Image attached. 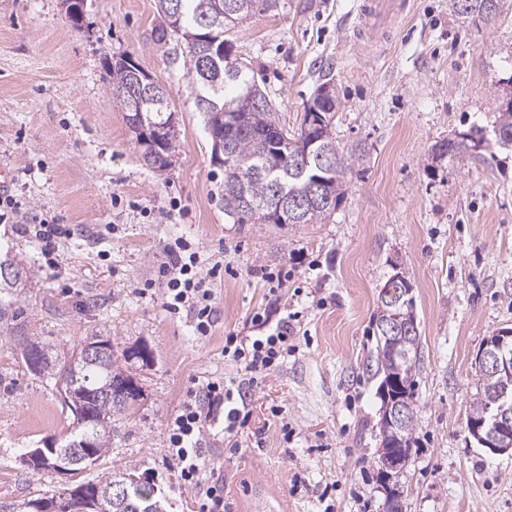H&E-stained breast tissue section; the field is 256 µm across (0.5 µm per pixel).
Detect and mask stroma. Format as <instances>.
I'll use <instances>...</instances> for the list:
<instances>
[{"label":"stroma","mask_w":512,"mask_h":512,"mask_svg":"<svg viewBox=\"0 0 512 512\" xmlns=\"http://www.w3.org/2000/svg\"><path fill=\"white\" fill-rule=\"evenodd\" d=\"M492 27L462 24L449 0H409L378 43L356 40L358 0H279L229 36L269 96L276 120L297 129L323 79L339 91L336 137L362 144L347 194L323 224H239L224 213V168L204 115L182 93L185 71L158 43V0H86L74 26L63 0H0V164L17 180L0 248L29 268L22 332L55 353L106 336L115 353L147 346L128 370L144 390L114 414L109 452L86 472L146 475L167 512H196L168 461V429L188 388L242 374L225 357L228 332L250 318L297 314L296 349L254 391L251 419L206 455L224 479L229 512H247L266 485L282 512H386L377 479L380 376L371 371L384 284L412 285L422 349L416 366L418 442L397 479L402 512H512V455L493 454L466 429L488 336L512 328V155L485 164L437 159L436 143L491 123L512 74V0ZM125 57L171 89L177 132L170 167L147 166L104 80ZM68 225L48 268L23 225ZM183 238L232 269L216 288L211 334L162 307L155 278L163 248ZM287 267L272 293L251 274ZM154 281L141 295L145 281ZM15 332L0 333V504L62 488L66 476L32 473L20 458L63 441L74 417L52 380L26 367ZM280 416H273L272 407Z\"/></svg>","instance_id":"stroma-1"}]
</instances>
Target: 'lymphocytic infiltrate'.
Segmentation results:
<instances>
[{
	"label": "lymphocytic infiltrate",
	"instance_id": "1",
	"mask_svg": "<svg viewBox=\"0 0 512 512\" xmlns=\"http://www.w3.org/2000/svg\"><path fill=\"white\" fill-rule=\"evenodd\" d=\"M167 260L159 267L165 284V310L186 315L198 337L209 335L214 324L215 286L224 278V267L204 265L198 247L176 239L166 250ZM253 335L229 333L224 338V355L249 376L247 385L230 387L223 379H211L188 391L179 413L169 427L168 454L182 485L198 498L199 512H224V482L204 479L208 461L202 448L205 427L223 425L227 437L246 427L251 411L252 391L278 367L289 350L293 327L288 320L270 323L254 313L250 319Z\"/></svg>",
	"mask_w": 512,
	"mask_h": 512
}]
</instances>
